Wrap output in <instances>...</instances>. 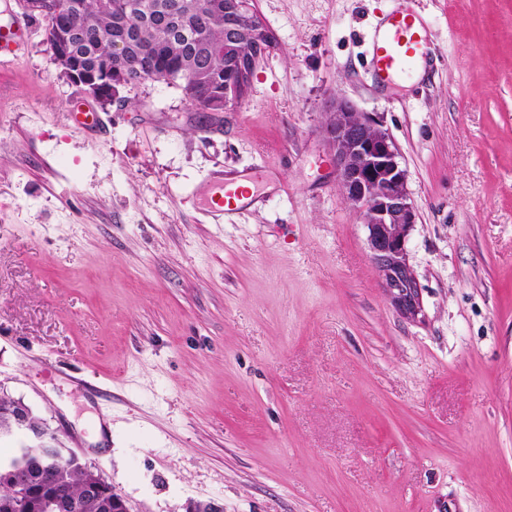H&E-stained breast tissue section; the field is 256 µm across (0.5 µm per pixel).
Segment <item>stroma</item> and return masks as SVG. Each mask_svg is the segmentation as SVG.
Segmentation results:
<instances>
[{
	"mask_svg": "<svg viewBox=\"0 0 512 512\" xmlns=\"http://www.w3.org/2000/svg\"><path fill=\"white\" fill-rule=\"evenodd\" d=\"M275 36L223 121L148 80L69 117L42 25L0 68V394L131 512H512V0H417L437 59L378 84L393 0H254ZM376 113L416 223L391 302L323 135ZM257 193L213 224L214 171ZM76 106L73 110H69L76 128L86 132H100L103 129L104 120L99 112L94 110L77 111Z\"/></svg>",
	"mask_w": 512,
	"mask_h": 512,
	"instance_id": "obj_1",
	"label": "stroma"
}]
</instances>
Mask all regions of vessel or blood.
Returning a JSON list of instances; mask_svg holds the SVG:
<instances>
[{
  "mask_svg": "<svg viewBox=\"0 0 512 512\" xmlns=\"http://www.w3.org/2000/svg\"><path fill=\"white\" fill-rule=\"evenodd\" d=\"M29 24L11 20L0 25V66L25 55L28 49ZM431 58L428 26L415 0H397L394 9L383 15L370 36V66L378 84L396 85L406 82L424 70ZM214 188L203 208L213 223L241 207L243 191L223 175L212 178Z\"/></svg>",
  "mask_w": 512,
  "mask_h": 512,
  "instance_id": "obj_1",
  "label": "vessel or blood"
}]
</instances>
